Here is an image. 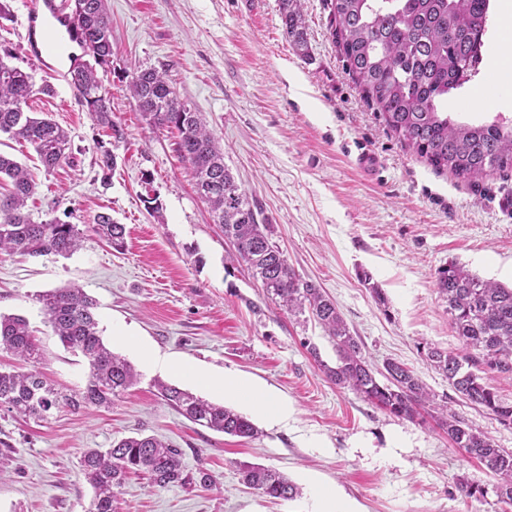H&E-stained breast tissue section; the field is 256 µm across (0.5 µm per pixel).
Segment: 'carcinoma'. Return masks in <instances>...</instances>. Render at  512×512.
I'll use <instances>...</instances> for the list:
<instances>
[{
    "label": "carcinoma",
    "instance_id": "obj_1",
    "mask_svg": "<svg viewBox=\"0 0 512 512\" xmlns=\"http://www.w3.org/2000/svg\"><path fill=\"white\" fill-rule=\"evenodd\" d=\"M298 2L281 0L282 19L286 34L304 55L308 46ZM69 7V18L78 29L75 40L88 56L70 70L69 82L98 124L117 136L110 99L99 78V70L112 66L113 55L112 20L105 0H70ZM489 7L490 0H332L335 42L355 82L389 129L428 165L470 183L512 168V120L473 124L448 115L449 95L479 73ZM33 88L32 74L0 58V134L29 145L49 171L69 159L71 143L53 120L24 111ZM130 90L150 125L176 135V150L189 166L214 223L233 244L236 261L246 264L269 299L290 315L309 314L329 336L336 351L333 366L321 359L314 345L304 343L326 378L398 418L420 417L434 395L404 363L388 359L383 370L371 368L336 303L290 266L273 240L272 225L236 184L200 113L180 99L166 74L140 68L133 72ZM5 176L12 190L0 197V254L66 257L74 252L80 246V230L74 224L35 223L25 213L35 181L25 167L0 153V179ZM92 230L112 248L124 247L125 229L110 215L98 214ZM437 286L448 303L463 352L431 345L422 346L421 352L470 405L512 426V402L502 399L484 378L489 371L512 374V286L483 280L453 260L438 269ZM40 301L64 348L87 360L86 387L66 397L35 371L0 370V407L43 420L62 403L75 410L108 406L135 384L134 367L104 344L96 303L81 288H56L41 295ZM472 349L479 356H472ZM1 350L33 364L42 358L36 337L20 316L0 315ZM158 389L168 405L201 427L249 439L259 434L250 419L229 408L175 386L160 383ZM438 426L455 447L498 477L493 493L498 502L512 505V449L497 447L445 404ZM80 467L94 489L87 512H119L118 489L132 471L148 473L160 488L213 483L205 469H187L181 449L152 435L123 438L105 450L89 448ZM238 474L248 488L272 499L292 500L300 494L295 484L270 467L243 463Z\"/></svg>",
    "mask_w": 512,
    "mask_h": 512
}]
</instances>
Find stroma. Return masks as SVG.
I'll use <instances>...</instances> for the list:
<instances>
[{
	"label": "stroma",
	"instance_id": "1",
	"mask_svg": "<svg viewBox=\"0 0 512 512\" xmlns=\"http://www.w3.org/2000/svg\"><path fill=\"white\" fill-rule=\"evenodd\" d=\"M34 2L0 0V53L11 51L14 66H35L36 84L52 85L27 109L49 113L68 132L70 160L45 171L30 146L4 135L0 152L33 175L32 220L78 225L84 238L67 258L0 255V313L28 320L43 353L37 371L74 394L88 364L62 347L38 297L82 287L97 302L105 343L139 377L107 408H64L45 420L0 408V512H87L93 492L79 468L84 451L140 433L182 449L185 464L204 467L214 483L163 489L132 474L119 489L121 512H512L495 496H464L460 481L489 487L495 478L429 415L395 417L325 377L318 363H335L333 344L229 261L173 137L147 124L128 83L137 64L165 71L219 140L289 264L335 301L366 359L377 368L389 358L405 363L500 448H512V428L466 405L420 349L462 348L436 285L439 267L454 260L512 284V170L474 185L405 147L346 69L327 0H301L304 56L285 34L280 0H105L113 55L102 79L121 132L112 137L67 80L68 45L38 43L36 25L50 15L34 11ZM507 2L490 0L480 73L448 105L460 119L512 115ZM106 150L115 158L108 177L99 166ZM361 151L376 157L373 171L356 164ZM149 197L157 209L147 207ZM99 213L124 225L122 251L92 231ZM364 273L385 303L362 283ZM149 352L166 366L147 363ZM196 370L251 379L287 403V422L225 398L193 379ZM161 382L234 409L260 437L193 424L161 399ZM242 461L279 470L300 497L273 502L245 487L236 470Z\"/></svg>",
	"mask_w": 512,
	"mask_h": 512
}]
</instances>
